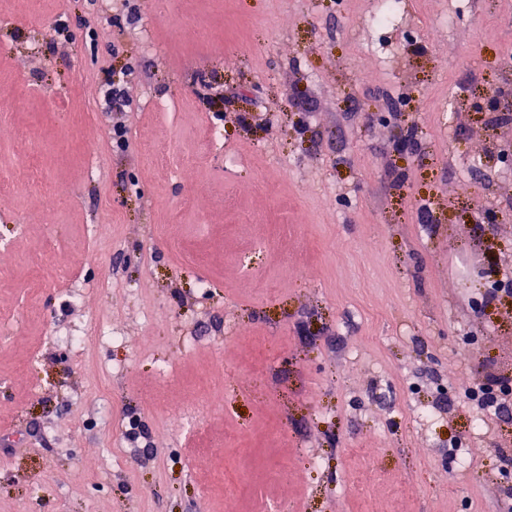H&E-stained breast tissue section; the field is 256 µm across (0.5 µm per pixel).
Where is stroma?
Returning a JSON list of instances; mask_svg holds the SVG:
<instances>
[{
	"label": "stroma",
	"instance_id": "1",
	"mask_svg": "<svg viewBox=\"0 0 512 512\" xmlns=\"http://www.w3.org/2000/svg\"><path fill=\"white\" fill-rule=\"evenodd\" d=\"M130 5L0 0V181L53 193L0 191V512H498L512 418L464 392L512 370V298L470 307L512 278V0ZM99 90V105L102 112H112L113 109L128 106L132 101L126 88L112 82L109 73L106 74L105 79L101 82Z\"/></svg>",
	"mask_w": 512,
	"mask_h": 512
}]
</instances>
